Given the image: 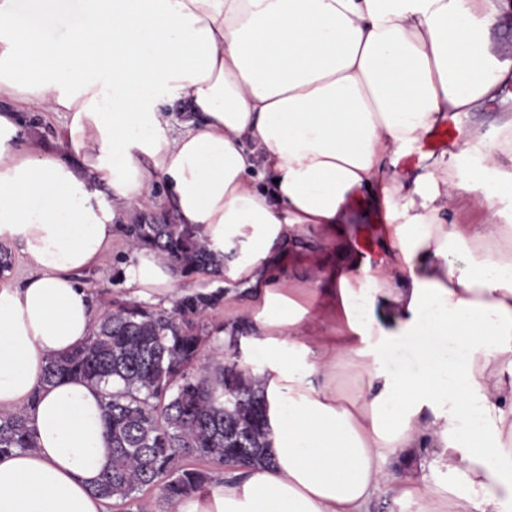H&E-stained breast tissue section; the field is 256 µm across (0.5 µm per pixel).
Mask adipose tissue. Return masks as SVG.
Returning <instances> with one entry per match:
<instances>
[{
    "label": "adipose tissue",
    "instance_id": "1",
    "mask_svg": "<svg viewBox=\"0 0 512 512\" xmlns=\"http://www.w3.org/2000/svg\"><path fill=\"white\" fill-rule=\"evenodd\" d=\"M506 0H0V242L32 274L0 287V411L35 445L0 454V512H109L100 386L44 381L90 336L78 271L108 256L129 211H169L249 288L269 464L176 502V512H369L383 489L419 512H512V225L448 220L503 158L498 135L456 140L407 182L402 152L512 80L492 41ZM181 106L179 121L166 104ZM60 112L52 146L21 109ZM481 164L460 174L462 158ZM367 194L386 226L377 263L346 225ZM316 229L308 286L280 281ZM465 268L454 273L451 254ZM143 300L175 298L142 249L121 267ZM413 342L420 371L386 368ZM460 344L463 358L448 354Z\"/></svg>",
    "mask_w": 512,
    "mask_h": 512
}]
</instances>
